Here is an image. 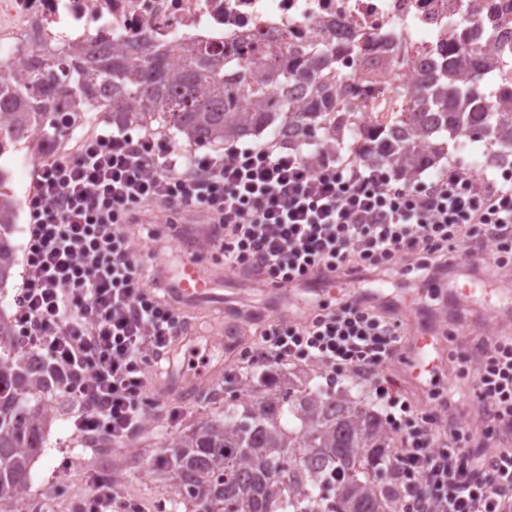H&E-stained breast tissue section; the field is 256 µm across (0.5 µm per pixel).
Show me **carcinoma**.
<instances>
[{
	"mask_svg": "<svg viewBox=\"0 0 512 512\" xmlns=\"http://www.w3.org/2000/svg\"><path fill=\"white\" fill-rule=\"evenodd\" d=\"M456 51L433 77L403 90L405 109L363 125L350 82L374 64L329 48L287 50L258 44L244 74L219 75L224 53L193 47L190 61L170 66L168 51L135 57L100 46L76 47L56 60L35 59L27 72L0 75V129L28 144L52 140L71 117L49 111L62 96L72 106L101 104L119 130L163 124L189 144H224L267 128L316 162L348 151L412 180L468 141L512 149V82L490 93L481 80L496 67L493 51L455 36ZM351 68L329 81L323 55ZM263 70L261 77L253 69ZM13 202L0 196V288L13 275ZM14 323L0 316V504L28 490L30 467L53 412L43 403L53 380L27 355L6 348ZM387 430L371 406L318 384L301 390L269 383L242 405L228 404L175 443L167 461L177 492L205 512H402Z\"/></svg>",
	"mask_w": 512,
	"mask_h": 512,
	"instance_id": "cac0c4a2",
	"label": "carcinoma"
}]
</instances>
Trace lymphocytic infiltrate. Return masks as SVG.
<instances>
[{
    "label": "lymphocytic infiltrate",
    "instance_id": "1",
    "mask_svg": "<svg viewBox=\"0 0 512 512\" xmlns=\"http://www.w3.org/2000/svg\"><path fill=\"white\" fill-rule=\"evenodd\" d=\"M37 178L10 345L52 370L88 441L117 445L141 428L151 360L185 319L144 283L145 256L131 247L127 224L153 218L145 203L221 226L225 268L265 284L323 271L363 282L412 265L430 283L486 253L499 272L512 271V177L455 164L401 183L354 159L313 164L272 144L199 157L147 135L103 131L76 156L41 162ZM402 333L386 310L342 299L291 320L266 317L251 359L370 379L398 437L403 512H512V448L485 454L465 422L477 414L487 441L512 435V336L463 352L475 365L469 399L449 392L418 413L390 371ZM442 417L449 434L439 443L433 426Z\"/></svg>",
    "mask_w": 512,
    "mask_h": 512
}]
</instances>
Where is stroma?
<instances>
[{"instance_id":"obj_1","label":"stroma","mask_w":512,"mask_h":512,"mask_svg":"<svg viewBox=\"0 0 512 512\" xmlns=\"http://www.w3.org/2000/svg\"><path fill=\"white\" fill-rule=\"evenodd\" d=\"M128 230L137 248H151L156 256L155 261L145 267L146 277L158 276L163 282H170L183 257L190 252L195 253L203 264L212 267L224 264L221 249L204 243H185V225L171 223L167 211H158L155 223L132 224ZM485 279V273L473 270L471 263L465 261L448 279L430 285L418 283L412 271L385 274L376 281V288L394 298H406L419 305L442 341L445 372L437 383L422 389L405 379L400 382L415 409L428 408L433 393L442 390L451 389L457 396H464L466 383L457 377L459 365L454 358L459 337L478 340L499 334L500 323L493 309L480 301H467L460 294L463 285L479 286ZM310 305L307 298L249 288L228 275L224 278L223 300L195 309L189 324L198 337L231 334L241 342L253 343L257 340L255 327L251 321L243 319V312L291 318ZM211 365L214 369L212 378L198 383L192 399L184 401L174 395L170 397L167 409L156 410L153 425L142 430L140 444L106 451L80 444L71 420V406L62 390H53L49 398L55 417L45 431L44 450L32 464L30 493L40 495L67 488L86 489L92 478L99 477L112 481L122 496L141 503L146 512H153L157 502L175 496L167 475V457L179 438L222 411L225 402L246 400L248 387L258 385L269 370H277L283 377L293 376L298 383L312 377L294 364L281 363L272 368L253 363L246 370H239L236 351L224 350L217 345L212 348ZM312 378L334 391L358 385L362 398L371 403L378 415L386 413L366 379L335 376L324 370Z\"/></svg>"}]
</instances>
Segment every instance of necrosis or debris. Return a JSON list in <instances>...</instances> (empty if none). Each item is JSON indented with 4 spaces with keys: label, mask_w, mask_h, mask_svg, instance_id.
<instances>
[{
    "label": "necrosis or debris",
    "mask_w": 512,
    "mask_h": 512,
    "mask_svg": "<svg viewBox=\"0 0 512 512\" xmlns=\"http://www.w3.org/2000/svg\"><path fill=\"white\" fill-rule=\"evenodd\" d=\"M471 43L496 47L512 58V0H0V66L20 71L29 60L105 44L121 52L160 46L173 66L185 51L202 46L223 51L224 71L237 76L256 44L292 48L360 45L364 58L387 64L386 74L359 81L367 122L378 121L380 91L389 83L411 86L434 72L453 45L449 29ZM55 142L22 150L12 135L0 140V157L13 167L0 181L34 176Z\"/></svg>",
    "instance_id": "1"
}]
</instances>
